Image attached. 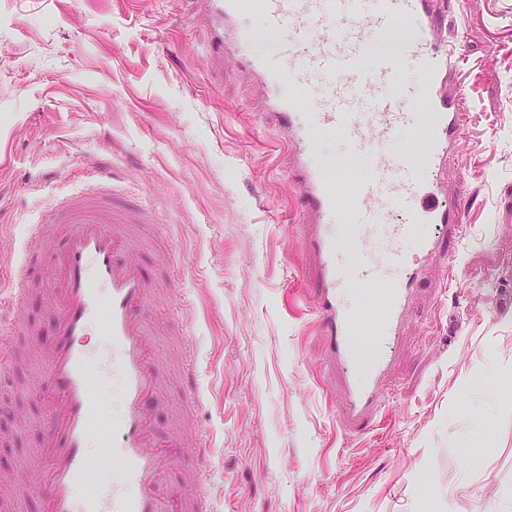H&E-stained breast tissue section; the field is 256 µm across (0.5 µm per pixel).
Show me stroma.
<instances>
[{
	"instance_id": "stroma-1",
	"label": "stroma",
	"mask_w": 512,
	"mask_h": 512,
	"mask_svg": "<svg viewBox=\"0 0 512 512\" xmlns=\"http://www.w3.org/2000/svg\"><path fill=\"white\" fill-rule=\"evenodd\" d=\"M212 0H0V269L29 224L91 190L147 208L135 254L162 292L148 310L168 404L193 344L214 442L217 512H512V0H466L465 100L447 190L471 199L456 262L415 258L374 424H345L318 330L319 279L266 89L212 48ZM319 156L365 172L337 136ZM28 369L0 367V476L24 483L39 447Z\"/></svg>"
}]
</instances>
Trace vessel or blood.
Instances as JSON below:
<instances>
[{
	"label": "vessel or blood",
	"mask_w": 512,
	"mask_h": 512,
	"mask_svg": "<svg viewBox=\"0 0 512 512\" xmlns=\"http://www.w3.org/2000/svg\"><path fill=\"white\" fill-rule=\"evenodd\" d=\"M216 44H227L269 90L267 117L285 135L298 174L296 195L313 225L308 245L318 259L317 313L331 362L348 364L369 337L364 376L345 380L346 421L360 430L372 420L390 369L392 345L418 284L409 250L433 258L448 229L463 230L467 205L447 197L446 162L461 136L463 33H440L442 14L463 17L462 0H214ZM280 38L270 65L255 50L256 32ZM416 79L404 81V70ZM336 134L352 155L375 163L354 180L346 205L337 202L333 171L319 164L313 135ZM150 213L86 193L47 211L29 228L34 242L57 232L42 292L53 318L46 335L30 332L39 364L34 391L41 403V441L31 472L41 512H168L158 488L163 474L190 449L196 463L181 489L178 512H214L203 486L209 439L163 436L154 418L165 399L144 315L151 280L133 255L135 224ZM373 241L366 254L339 263L342 240ZM16 315L0 317V363L12 362ZM98 330L106 346L83 336ZM121 382L122 411L109 418L100 396V368ZM191 409L204 403L193 357L182 365ZM109 419L103 440L117 472L111 486L85 491L86 453L97 421Z\"/></svg>",
	"instance_id": "b4317fda"
}]
</instances>
